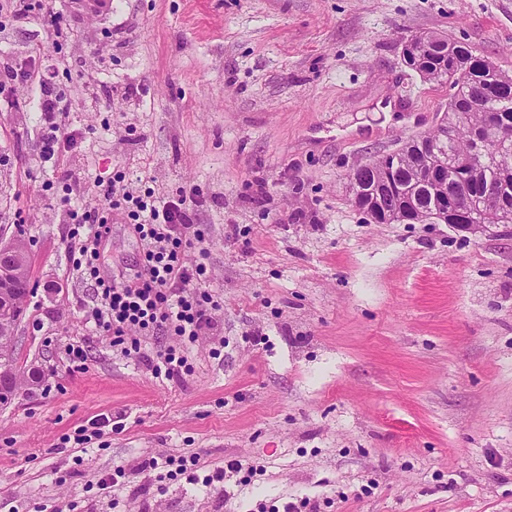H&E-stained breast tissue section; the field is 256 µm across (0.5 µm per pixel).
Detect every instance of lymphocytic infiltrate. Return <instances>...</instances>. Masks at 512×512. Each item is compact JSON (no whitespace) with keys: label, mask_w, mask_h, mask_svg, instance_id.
Instances as JSON below:
<instances>
[{"label":"lymphocytic infiltrate","mask_w":512,"mask_h":512,"mask_svg":"<svg viewBox=\"0 0 512 512\" xmlns=\"http://www.w3.org/2000/svg\"><path fill=\"white\" fill-rule=\"evenodd\" d=\"M51 65L35 71L23 64L0 65V99H10L16 83L38 80L37 110L45 126L39 137L38 156L43 161L58 158L73 143L75 133L65 122L62 93L57 90ZM126 209L129 227L141 242L142 259L134 280L113 276L104 280L96 266V247L110 231L112 211ZM186 196L161 201L133 195L123 180H97L92 204L86 205L69 233L74 266L94 279L97 288L87 317L112 335L121 355L141 353L156 376L166 380L183 378L190 370L188 359L169 346L145 354L140 336L164 330L183 342H196L213 328L218 303L202 292L207 268L200 261H186L184 247L200 237Z\"/></svg>","instance_id":"f902f5d3"}]
</instances>
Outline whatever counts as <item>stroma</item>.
<instances>
[{
	"label": "stroma",
	"instance_id": "stroma-1",
	"mask_svg": "<svg viewBox=\"0 0 512 512\" xmlns=\"http://www.w3.org/2000/svg\"><path fill=\"white\" fill-rule=\"evenodd\" d=\"M48 6L64 42L36 15L0 32L2 62L60 60L76 133L40 162L34 91L0 102V235L27 240L33 288L18 365L41 373L0 406V512H512V224H370L346 184L447 110L403 40L442 33L512 74V0ZM118 172L191 198L205 232L185 257L206 253L221 308L178 381L84 317L69 212ZM97 250L107 275L142 254L118 215ZM194 454L250 468L209 490L140 466Z\"/></svg>",
	"mask_w": 512,
	"mask_h": 512
}]
</instances>
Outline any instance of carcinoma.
Here are the masks:
<instances>
[{"label": "carcinoma", "instance_id": "cac0c4a2", "mask_svg": "<svg viewBox=\"0 0 512 512\" xmlns=\"http://www.w3.org/2000/svg\"><path fill=\"white\" fill-rule=\"evenodd\" d=\"M466 57L461 59L458 74L448 79V70L437 61L422 67V77L428 81L448 84L452 94L448 101V132L434 130L426 137V146L412 138L406 142V151L394 159L387 171L364 167L354 195H363L362 189L379 176L386 175L394 183L411 192L414 190L416 168L436 154L443 158L473 154L483 157L472 170L474 188L486 183L499 185L505 205L489 209L471 201L477 224H512V140L500 136V131L512 128V76L496 66L489 67L484 59L463 46ZM497 117L496 126H488L484 114Z\"/></svg>", "mask_w": 512, "mask_h": 512}]
</instances>
